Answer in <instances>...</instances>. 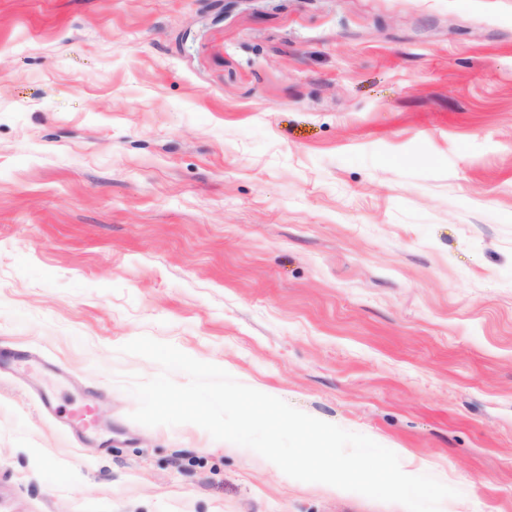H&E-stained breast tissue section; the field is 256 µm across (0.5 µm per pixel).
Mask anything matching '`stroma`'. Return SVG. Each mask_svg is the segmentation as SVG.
<instances>
[{
  "mask_svg": "<svg viewBox=\"0 0 512 512\" xmlns=\"http://www.w3.org/2000/svg\"><path fill=\"white\" fill-rule=\"evenodd\" d=\"M143 335L512 512V0H0V512H405L131 420Z\"/></svg>",
  "mask_w": 512,
  "mask_h": 512,
  "instance_id": "35a3bbf8",
  "label": "stroma"
}]
</instances>
